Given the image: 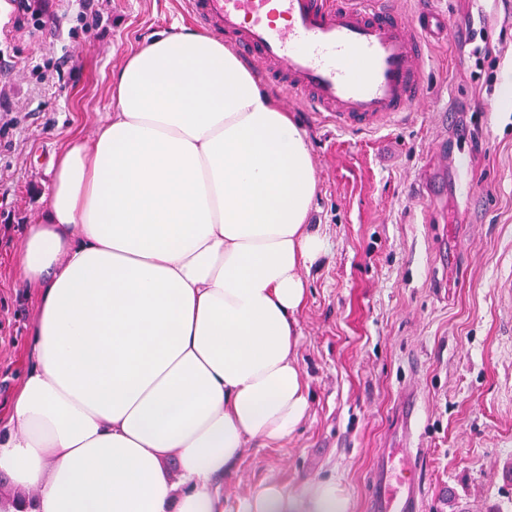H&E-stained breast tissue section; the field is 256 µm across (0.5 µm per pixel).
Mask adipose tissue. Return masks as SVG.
<instances>
[{"label": "adipose tissue", "mask_w": 512, "mask_h": 512, "mask_svg": "<svg viewBox=\"0 0 512 512\" xmlns=\"http://www.w3.org/2000/svg\"><path fill=\"white\" fill-rule=\"evenodd\" d=\"M18 276L39 292L0 407L6 512H225L248 442L310 407L298 355L318 178L305 129L232 47L185 26L129 53L95 135L51 164ZM333 480L241 512H347Z\"/></svg>", "instance_id": "obj_1"}]
</instances>
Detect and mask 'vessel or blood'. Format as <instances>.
<instances>
[{"instance_id": "obj_1", "label": "vessel or blood", "mask_w": 512, "mask_h": 512, "mask_svg": "<svg viewBox=\"0 0 512 512\" xmlns=\"http://www.w3.org/2000/svg\"><path fill=\"white\" fill-rule=\"evenodd\" d=\"M194 19L234 39L244 59L270 85L303 101L347 134L384 130L425 98V53L447 39L448 15L429 0L406 20L395 0H189ZM425 187L446 197L445 175L456 160L444 141ZM400 436L377 453L368 512H423L421 455L411 445L419 394L401 387Z\"/></svg>"}]
</instances>
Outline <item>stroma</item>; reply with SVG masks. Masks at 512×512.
I'll return each mask as SVG.
<instances>
[{"label":"stroma","instance_id":"35a3bbf8","mask_svg":"<svg viewBox=\"0 0 512 512\" xmlns=\"http://www.w3.org/2000/svg\"><path fill=\"white\" fill-rule=\"evenodd\" d=\"M18 19L0 0V403L18 388L37 297L17 276L26 225L38 223L49 162L109 111L126 54L174 25L182 0H47ZM451 32L426 63L424 105L377 134H343L304 105L284 107L306 130L318 176L310 212L330 252L311 266L299 363L310 412L281 444L251 441L224 477L227 512L260 485L290 495L336 479L347 512H366L378 449L395 440L400 387L421 392L425 512H512V0H440ZM500 57L490 64L481 46ZM471 125L440 131L434 109ZM468 161L478 215L429 198L423 175L440 134ZM460 225L449 237V225Z\"/></svg>","mask_w":512,"mask_h":512}]
</instances>
